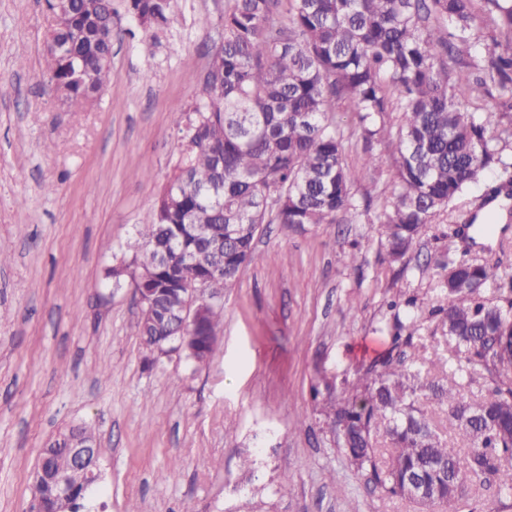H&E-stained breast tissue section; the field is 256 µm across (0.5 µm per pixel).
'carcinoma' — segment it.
<instances>
[{
    "label": "carcinoma",
    "mask_w": 512,
    "mask_h": 512,
    "mask_svg": "<svg viewBox=\"0 0 512 512\" xmlns=\"http://www.w3.org/2000/svg\"><path fill=\"white\" fill-rule=\"evenodd\" d=\"M45 5L46 87L73 108L96 101L112 70L113 0ZM125 15L155 40L173 21L174 0H125ZM209 56L200 75L189 74L198 92L181 107L179 157L138 230L134 287L156 296L153 323L139 331L145 347L173 334L164 315L172 302L194 303L174 289L202 282L218 295L245 265L266 259L255 247L262 225L352 223L359 173L344 161L336 119L349 112L365 141L384 148L365 149L362 171L381 169L385 151L395 156L393 197L378 215L389 262L407 269L425 226L484 185L466 224L452 232L463 246L421 271L446 289L438 327L457 349L454 372L472 380L493 370L503 379L474 399L457 381L428 385L448 403V427L472 445L462 460L419 404L414 378L388 360L332 409L337 447L389 495H402L409 474L440 504L457 497V481L480 474L496 475L499 494L511 495L512 362L496 359L492 346L512 335V298L506 308L491 305L482 289L512 294V274L497 260L470 257V248L485 225L498 224L490 205L512 197V164L499 149L501 134L512 131V94L496 100L492 118L462 104L489 82L512 83V0H226ZM492 166L500 180L486 184ZM221 232L222 260L209 248ZM171 243L191 253L174 272L159 257ZM72 440L98 454L94 437L76 427L50 441L42 458L71 478L63 508L84 512L98 473L75 469Z\"/></svg>",
    "instance_id": "cac0c4a2"
}]
</instances>
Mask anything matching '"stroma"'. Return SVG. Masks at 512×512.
I'll use <instances>...</instances> for the list:
<instances>
[{
  "mask_svg": "<svg viewBox=\"0 0 512 512\" xmlns=\"http://www.w3.org/2000/svg\"><path fill=\"white\" fill-rule=\"evenodd\" d=\"M224 5L175 0L151 56L121 22L100 101L73 109L43 84L44 0H0V512H26L45 442L77 425L104 449L90 512H419L349 464L328 418L383 361L444 383L455 353L434 314L447 298L419 270L449 224L427 226L405 269L380 243L394 161L355 183L373 199L355 223L262 225L266 259L218 296L204 362L145 368L132 279L107 276L133 264ZM411 315L417 332L396 338ZM431 512H512V496L477 479Z\"/></svg>",
  "mask_w": 512,
  "mask_h": 512,
  "instance_id": "stroma-1",
  "label": "stroma"
}]
</instances>
